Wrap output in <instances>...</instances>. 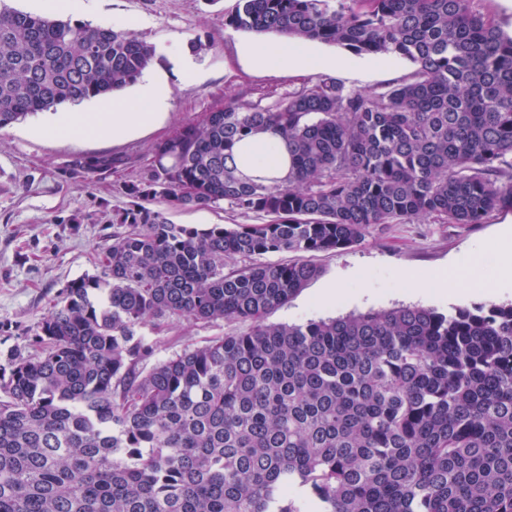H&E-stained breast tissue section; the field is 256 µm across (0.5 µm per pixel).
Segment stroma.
Listing matches in <instances>:
<instances>
[{"label": "stroma", "mask_w": 512, "mask_h": 512, "mask_svg": "<svg viewBox=\"0 0 512 512\" xmlns=\"http://www.w3.org/2000/svg\"><path fill=\"white\" fill-rule=\"evenodd\" d=\"M234 4L235 0H73L70 7L58 10V17L129 29L155 45L157 57L149 72L166 82L171 95L152 126L113 140L39 135L38 127L55 117L52 109L0 130V365L14 354L32 352L37 325L62 289L71 280L95 273L94 255L108 242L112 215L130 203L123 184L144 175L156 143L221 106L226 97L272 110L288 93L318 78L315 70L253 68L245 49L261 37L225 26L224 17ZM200 42L208 44V51L195 52ZM187 55L194 63L189 79L183 65ZM413 70L411 62L397 56L376 60L353 55L330 75L345 89L381 92ZM99 154L125 159L126 164L94 176L75 169L76 160ZM158 208L171 223L199 228L257 221L256 216L224 204L198 209L162 202ZM511 232L512 210L492 213L482 224L429 219L371 227L360 244L335 254H317L319 276L271 311L266 321L300 323L402 305L445 313L486 302L511 303L512 290L489 297L473 293L416 297L401 290L404 274L459 266L477 254L487 278H494L496 258L480 254L479 248ZM338 279L345 282L343 293L335 302L319 305L318 293ZM367 285L377 288L378 295L363 303L357 295ZM249 328L246 322L170 319L161 330L147 325L141 332L153 342L155 359L162 360Z\"/></svg>", "instance_id": "obj_1"}]
</instances>
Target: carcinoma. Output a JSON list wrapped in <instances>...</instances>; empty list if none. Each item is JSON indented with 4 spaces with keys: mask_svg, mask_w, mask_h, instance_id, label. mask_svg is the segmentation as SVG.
Returning <instances> with one entry per match:
<instances>
[{
    "mask_svg": "<svg viewBox=\"0 0 512 512\" xmlns=\"http://www.w3.org/2000/svg\"><path fill=\"white\" fill-rule=\"evenodd\" d=\"M472 2L237 0L236 31L415 70L383 92L321 76L273 111L231 98L152 149L97 272L0 367V512H512V303L265 322L319 275L313 255L372 225L512 210V35ZM156 56L127 30L1 7L0 129L108 98ZM265 131L288 176L244 180L234 149ZM158 199L268 221L173 224ZM171 317L251 327L143 370L138 330Z\"/></svg>",
    "mask_w": 512,
    "mask_h": 512,
    "instance_id": "cac0c4a2",
    "label": "carcinoma"
}]
</instances>
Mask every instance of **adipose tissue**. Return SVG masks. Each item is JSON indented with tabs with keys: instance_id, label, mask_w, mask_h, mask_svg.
I'll list each match as a JSON object with an SVG mask.
<instances>
[{
	"instance_id": "1",
	"label": "adipose tissue",
	"mask_w": 512,
	"mask_h": 512,
	"mask_svg": "<svg viewBox=\"0 0 512 512\" xmlns=\"http://www.w3.org/2000/svg\"><path fill=\"white\" fill-rule=\"evenodd\" d=\"M246 52L253 67L268 70L282 67L316 70L336 66L334 58L307 50L302 43L284 41L248 46ZM170 97L169 87L154 77H147L138 95L127 99H113L108 112H69L44 126L47 134H80L115 137L129 135L152 123L164 109ZM237 164L244 176H286L288 151L282 141L266 133L247 140L238 148ZM487 249L498 257L499 277L492 285H485L479 265L435 274L414 272L404 281L412 293H459L488 286L490 292L512 285V240L488 244Z\"/></svg>"
}]
</instances>
